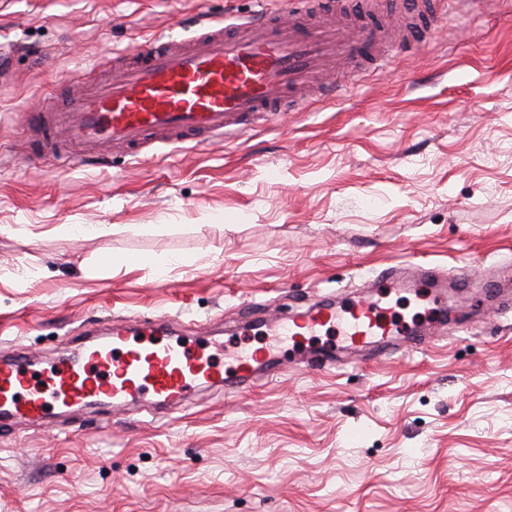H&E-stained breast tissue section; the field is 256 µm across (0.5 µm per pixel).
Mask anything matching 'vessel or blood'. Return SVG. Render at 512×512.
<instances>
[{"label": "vessel or blood", "instance_id": "vessel-or-blood-1", "mask_svg": "<svg viewBox=\"0 0 512 512\" xmlns=\"http://www.w3.org/2000/svg\"><path fill=\"white\" fill-rule=\"evenodd\" d=\"M417 17L399 48L419 45L447 20L429 4ZM389 40L367 0H287L282 9L260 0L247 18L210 17L188 49H175L171 34L136 42L120 52L123 64L111 79L77 82L67 105L53 115L25 113L33 134L26 154L33 160L64 157L75 145L87 159L107 147L136 157L157 144L220 140L259 116L302 105L314 89L333 86L338 70L363 77L387 65ZM336 329L346 347H373L381 356L390 354L399 335L387 308L367 296L346 310L317 304L287 317L279 336L298 342ZM172 333L166 319L116 323L107 341L91 340L77 355L39 372L24 352L1 359L0 429L47 421L58 407L140 402L168 408L183 406L202 388L245 393L276 359L269 349H236L224 368L216 361L219 344L183 341Z\"/></svg>", "mask_w": 512, "mask_h": 512}]
</instances>
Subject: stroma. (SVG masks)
I'll return each mask as SVG.
<instances>
[{"label":"stroma","instance_id":"obj_1","mask_svg":"<svg viewBox=\"0 0 512 512\" xmlns=\"http://www.w3.org/2000/svg\"><path fill=\"white\" fill-rule=\"evenodd\" d=\"M254 0H0V356L165 316L227 341L255 303L343 306L389 266L462 271L443 325L388 359L313 364L163 417L105 405L0 431V512H512V0H485L389 71L337 75L237 137L102 164L30 161L24 113L198 13Z\"/></svg>","mask_w":512,"mask_h":512}]
</instances>
